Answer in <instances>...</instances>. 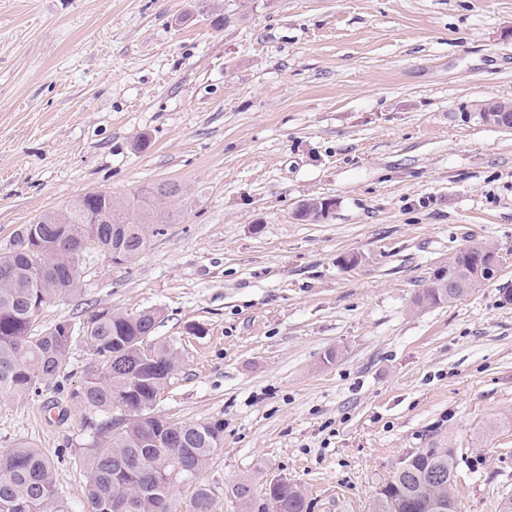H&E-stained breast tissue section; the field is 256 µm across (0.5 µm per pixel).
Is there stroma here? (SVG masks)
<instances>
[{
  "label": "stroma",
  "instance_id": "obj_1",
  "mask_svg": "<svg viewBox=\"0 0 512 512\" xmlns=\"http://www.w3.org/2000/svg\"><path fill=\"white\" fill-rule=\"evenodd\" d=\"M512 0H0V251L88 192L173 182L181 220L44 323L100 303L161 313L180 369L157 415L219 420L215 512L283 475L309 512H373L411 452L447 441L461 512L512 495ZM332 201L317 224L294 213ZM502 268L469 296L414 299L465 246ZM356 257L347 267L343 258ZM63 388L0 398V453L58 460L70 512L92 430Z\"/></svg>",
  "mask_w": 512,
  "mask_h": 512
}]
</instances>
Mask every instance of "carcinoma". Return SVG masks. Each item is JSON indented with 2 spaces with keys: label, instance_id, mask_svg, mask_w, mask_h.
<instances>
[{
  "label": "carcinoma",
  "instance_id": "carcinoma-1",
  "mask_svg": "<svg viewBox=\"0 0 512 512\" xmlns=\"http://www.w3.org/2000/svg\"><path fill=\"white\" fill-rule=\"evenodd\" d=\"M492 107L512 108V102H489L475 117L486 125L499 122ZM174 183L145 190L135 204L103 192L87 193L61 210L41 214L33 224L14 231L10 247L0 252V396L28 397L42 388L61 385L70 376L74 347L90 352V365L70 398L86 411L102 416L90 422L93 436L82 461L83 512H115L126 503L135 512H177L169 476L178 464L192 473L194 489L186 512H214L213 489L199 482L224 438V422H178L155 413L156 400L174 383L177 352L166 343L141 349L156 329L159 312L136 315L91 306L79 325L60 319L38 328L43 308L81 291L80 267L92 250L112 256L113 224L125 226L123 262L135 261L148 237L162 233L161 225L179 222L167 207L179 195ZM330 203L312 200L296 212L297 219L316 224L328 216ZM489 246L476 243L459 250L447 270L453 283L435 287L434 273L416 295L419 307L450 304L470 295L487 277L475 274V264ZM129 409L117 428L112 414ZM456 461L444 442L418 448L395 469L375 502V512H457L452 489ZM228 494L240 512H308L305 489L298 483L283 487L273 501L257 498L253 481L239 479ZM0 512H69L57 488L54 462L38 449L20 444L0 454Z\"/></svg>",
  "mask_w": 512,
  "mask_h": 512
}]
</instances>
